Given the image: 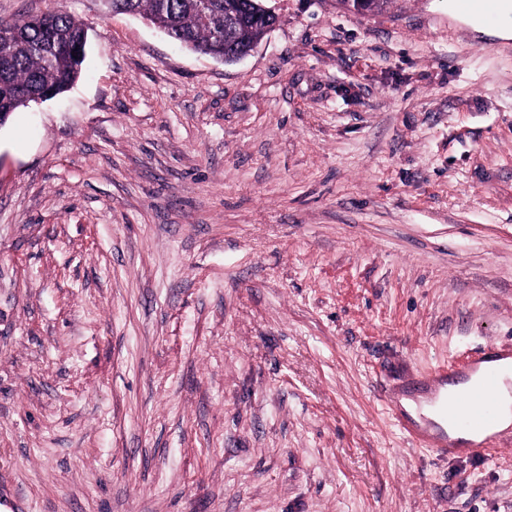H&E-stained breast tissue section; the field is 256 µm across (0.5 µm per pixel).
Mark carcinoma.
Returning a JSON list of instances; mask_svg holds the SVG:
<instances>
[{"instance_id": "1", "label": "carcinoma", "mask_w": 512, "mask_h": 512, "mask_svg": "<svg viewBox=\"0 0 512 512\" xmlns=\"http://www.w3.org/2000/svg\"><path fill=\"white\" fill-rule=\"evenodd\" d=\"M108 11L140 15L170 39L214 58L233 60L267 32L259 0H103ZM357 11H381L390 0H340ZM84 26L49 10L0 21V121L21 107L57 96L78 78L86 57Z\"/></svg>"}]
</instances>
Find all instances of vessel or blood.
<instances>
[{"instance_id": "vessel-or-blood-1", "label": "vessel or blood", "mask_w": 512, "mask_h": 512, "mask_svg": "<svg viewBox=\"0 0 512 512\" xmlns=\"http://www.w3.org/2000/svg\"><path fill=\"white\" fill-rule=\"evenodd\" d=\"M505 360H512V345L489 344L467 355L464 361L430 367L423 376L425 393L431 399L430 428L401 416L396 419L398 426L417 447L439 457L456 454L445 423L451 420L479 434L492 427L505 383L501 366Z\"/></svg>"}]
</instances>
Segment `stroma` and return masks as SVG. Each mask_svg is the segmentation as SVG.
Masks as SVG:
<instances>
[{
	"instance_id": "35a3bbf8",
	"label": "stroma",
	"mask_w": 512,
	"mask_h": 512,
	"mask_svg": "<svg viewBox=\"0 0 512 512\" xmlns=\"http://www.w3.org/2000/svg\"><path fill=\"white\" fill-rule=\"evenodd\" d=\"M226 62L101 0L0 125V512H512V439L390 407L512 344V41L448 0H265Z\"/></svg>"
}]
</instances>
